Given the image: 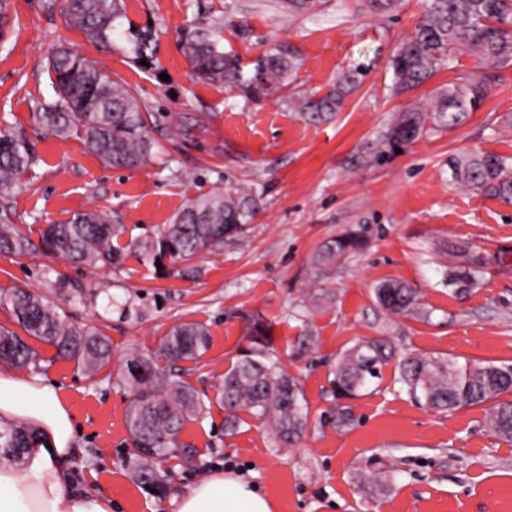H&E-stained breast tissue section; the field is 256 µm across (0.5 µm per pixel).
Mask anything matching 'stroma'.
<instances>
[{
	"label": "stroma",
	"mask_w": 512,
	"mask_h": 512,
	"mask_svg": "<svg viewBox=\"0 0 512 512\" xmlns=\"http://www.w3.org/2000/svg\"><path fill=\"white\" fill-rule=\"evenodd\" d=\"M421 0L369 13L362 0H320L291 18L277 0H124L123 29L101 47L67 26L46 0H10L15 25L0 45V130L24 134L39 162L9 200L10 217L31 239L45 225L98 208L122 225L120 245L156 236L190 198L233 180L260 198V209L219 254L156 264L128 256L118 267L89 270L37 249L0 255V289L38 293L77 325L100 331L112 363L88 376L76 362L37 344L36 376L57 382L73 410L76 489L110 495L112 512H172L171 497L216 468L240 475L271 498L276 512H512V443L485 426L482 407L452 414L415 402L399 383V358L416 353L512 365V205L459 185L452 155L481 150L512 156V67L501 70L485 105L456 130L434 131L404 151L379 157L394 115L428 103L457 73L475 69L461 54L399 95L388 87L387 58L409 37ZM222 22L243 60L285 42L298 50L300 89H327L362 68L359 90L331 120H303L271 97L248 103L221 85L194 82L179 41L194 23ZM153 26L160 44L152 68L134 63L126 28ZM99 61L136 86L151 114L154 157L113 169L77 138L38 125L39 103L53 95L46 68L58 42ZM362 228L364 248L334 265L312 260L330 240ZM465 247L483 266L476 278L444 282L448 249ZM389 279L419 295L418 314L386 315L375 298ZM269 327V350L298 376L310 425L292 446H274L261 421L224 429L216 388L252 318ZM204 324L209 349L181 363V378L203 405L182 430L195 460L170 459L168 491L144 490L125 462L130 401L121 368L136 350L155 351L176 324ZM312 336L308 348L300 340ZM380 339L396 357L378 385L352 399L354 421L339 430L323 419L333 407L331 380L342 352ZM393 470L388 491L370 472Z\"/></svg>",
	"instance_id": "35a3bbf8"
}]
</instances>
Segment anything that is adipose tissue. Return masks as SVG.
I'll return each instance as SVG.
<instances>
[{
  "mask_svg": "<svg viewBox=\"0 0 512 512\" xmlns=\"http://www.w3.org/2000/svg\"><path fill=\"white\" fill-rule=\"evenodd\" d=\"M0 417L29 421L40 433L23 468L0 464V512H112L110 497L70 486L75 417L57 385L0 368ZM178 512H274V504L239 475L218 470L181 495Z\"/></svg>",
  "mask_w": 512,
  "mask_h": 512,
  "instance_id": "ef3b65f1",
  "label": "adipose tissue"
}]
</instances>
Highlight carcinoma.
<instances>
[{"label":"carcinoma","instance_id":"1","mask_svg":"<svg viewBox=\"0 0 512 512\" xmlns=\"http://www.w3.org/2000/svg\"><path fill=\"white\" fill-rule=\"evenodd\" d=\"M61 11L88 40L102 46L112 43L123 12L120 0H50L46 9ZM221 26H191L180 34L183 54L194 78L201 83L221 82L248 101L278 93L297 112L321 121L340 111L346 97L361 84L362 73L346 72L324 94L294 90L299 70L296 51L281 43L268 47L254 62L245 64L233 46L224 45ZM136 62L153 63L158 33L151 27L131 30ZM467 53L480 65L496 69L512 66V0H422V12L410 38L399 44L388 61L393 92L401 93L433 73L452 68L458 55ZM55 97L37 106L36 122L47 132L66 140L79 138L86 150L107 167L133 168L149 162L152 141L148 136L149 112L143 109L138 90L117 74L101 67L65 44L48 57ZM495 76L482 70L462 73L440 90L433 102L411 106L398 113L384 135V151L403 149L433 129L452 131L485 100ZM37 158L19 137L0 132V254L22 255L34 248L31 238L12 224L8 200L22 188V176ZM456 180L486 196L512 203V158L482 151L463 152L451 160ZM257 208L253 193L229 185L192 199L155 239L134 244L144 258L189 262L203 252L217 253L224 240L242 232ZM122 233L109 216L96 209L79 211L69 219L48 224L40 232L42 248L68 263L91 269L119 266L126 253L113 245ZM362 232L350 230L326 244L314 265H330L362 249ZM482 261L467 258L448 269V285L465 278L476 280ZM378 304L393 315L419 310L415 289L399 280L376 288ZM11 306L16 323L29 337L55 348L56 358L77 360L93 376L112 361L108 341L97 331L63 318L56 307L20 287L0 297ZM250 346L224 372L217 393L226 411L225 428L235 429L246 411L262 421L276 445H291L307 429L309 407L298 380L282 368L268 351V330L253 323ZM210 344L208 328L181 322L164 336L155 353L134 351L126 360L124 380L132 399L126 411V429L132 450L128 453L136 481L162 495L166 490L168 459L193 456L182 447L179 433L201 414L194 391L180 379L176 364L197 359ZM392 358L382 343L367 339L347 348L336 363L332 386L336 398H358L375 381ZM39 353L24 337L0 331V362L20 369L37 368ZM400 382L409 396L430 408L448 413L490 404L488 430L512 442V367L492 361L463 362L443 354H417L400 367ZM338 429L353 422L349 405L335 404L325 415ZM36 431L21 420L0 419V458L9 463L24 460L25 449ZM156 463L144 469L147 458Z\"/></svg>","mask_w":512,"mask_h":512}]
</instances>
